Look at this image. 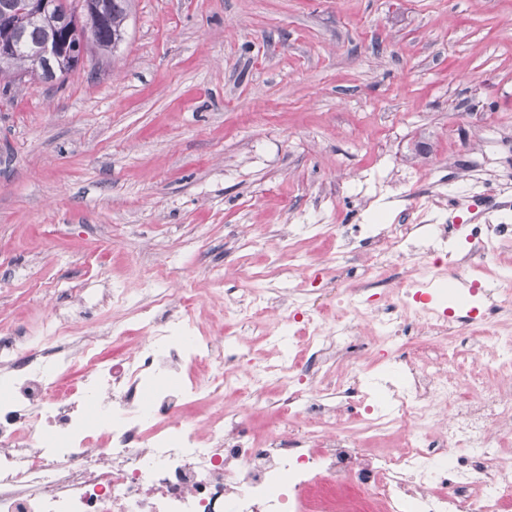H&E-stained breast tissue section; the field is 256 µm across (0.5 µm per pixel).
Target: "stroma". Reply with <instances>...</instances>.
I'll use <instances>...</instances> for the list:
<instances>
[{
	"label": "stroma",
	"mask_w": 512,
	"mask_h": 512,
	"mask_svg": "<svg viewBox=\"0 0 512 512\" xmlns=\"http://www.w3.org/2000/svg\"><path fill=\"white\" fill-rule=\"evenodd\" d=\"M489 170L512 183V0H131L113 53L0 92V329L139 335L102 295L146 267L229 301L248 226L269 282L292 224L327 285L315 225Z\"/></svg>",
	"instance_id": "stroma-1"
}]
</instances>
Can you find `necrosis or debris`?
I'll return each mask as SVG.
<instances>
[{
	"label": "necrosis or debris",
	"instance_id": "necrosis-or-debris-1",
	"mask_svg": "<svg viewBox=\"0 0 512 512\" xmlns=\"http://www.w3.org/2000/svg\"><path fill=\"white\" fill-rule=\"evenodd\" d=\"M468 221L449 226L448 208ZM512 192L494 180L455 198L425 196L412 220L337 231L336 257L360 242L361 279L288 296L294 353L269 361L242 341L266 334L268 288L232 304L237 329L194 335L167 290L144 274L152 301L136 308L148 341L109 330L70 343L69 320L46 321L50 350L0 330V512H505L512 505ZM502 260L496 282L480 262ZM408 274L387 299V270ZM466 275L448 288L447 269ZM479 298L481 316L463 304ZM336 306L328 321V306ZM417 336L439 351L412 352ZM352 356L336 374L327 353ZM84 371L63 377L75 359ZM277 405L285 428L264 440L222 403ZM214 401L204 423L189 405ZM358 432H351L347 415ZM401 436L394 452L366 454L360 434Z\"/></svg>",
	"mask_w": 512,
	"mask_h": 512
}]
</instances>
